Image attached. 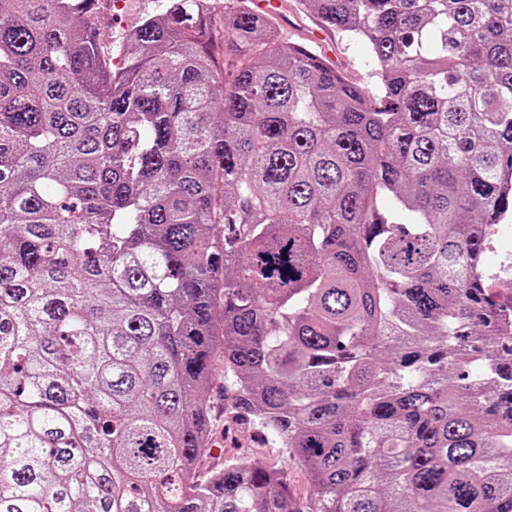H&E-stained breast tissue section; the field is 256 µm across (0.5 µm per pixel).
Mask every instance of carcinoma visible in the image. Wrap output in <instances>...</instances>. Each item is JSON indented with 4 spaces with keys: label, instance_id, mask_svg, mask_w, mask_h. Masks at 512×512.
Wrapping results in <instances>:
<instances>
[{
    "label": "carcinoma",
    "instance_id": "cac0c4a2",
    "mask_svg": "<svg viewBox=\"0 0 512 512\" xmlns=\"http://www.w3.org/2000/svg\"><path fill=\"white\" fill-rule=\"evenodd\" d=\"M0 0V512H512V0ZM305 470L205 476L208 395ZM114 2L113 0H103L100 8L101 17L109 23L110 30H108V33L110 36L112 35V48L119 46L123 41L125 33L136 26L142 18L147 15L163 13L167 0H124ZM282 12L287 24L278 18L273 22L283 38L289 42H298L311 51L330 60L337 69L348 75L353 81L364 87L369 94H377V78L373 63L365 47L355 40L335 30H330V45L314 38V29L318 20L306 12L298 0H282Z\"/></svg>",
    "mask_w": 512,
    "mask_h": 512
}]
</instances>
